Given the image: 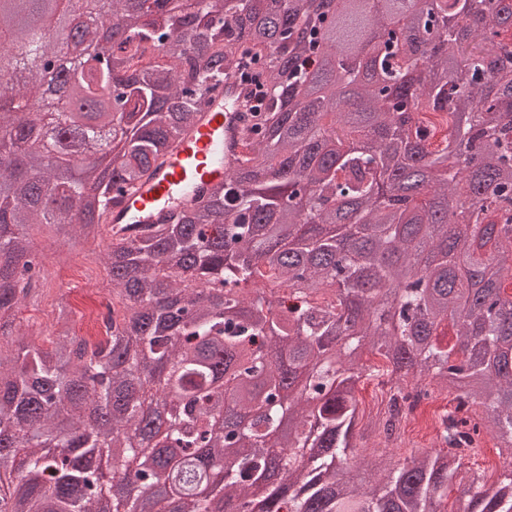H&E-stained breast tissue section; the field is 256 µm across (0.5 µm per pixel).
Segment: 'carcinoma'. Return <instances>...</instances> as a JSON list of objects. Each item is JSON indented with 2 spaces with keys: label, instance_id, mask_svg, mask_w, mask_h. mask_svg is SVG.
I'll list each match as a JSON object with an SVG mask.
<instances>
[{
  "label": "carcinoma",
  "instance_id": "obj_1",
  "mask_svg": "<svg viewBox=\"0 0 512 512\" xmlns=\"http://www.w3.org/2000/svg\"><path fill=\"white\" fill-rule=\"evenodd\" d=\"M112 0L125 36L100 43L103 20L89 0H69L70 17L49 35L50 9L27 0L0 14V155L27 146L40 117L17 97L43 73L35 60L60 55L76 109L57 108L51 144L62 166L30 155L26 178L0 171V312L32 298L37 255L29 229L52 243L105 251L112 280L106 335L73 332L59 304L48 346L0 356V512H103L106 485L94 461L107 458L148 488L169 482L154 512H512V462L487 483L466 461L484 407L502 448H512V0L489 19L482 0H357L337 22L351 56L330 60L313 89L300 90L306 55L328 41L308 27L310 0ZM385 51L364 77V29L387 23ZM185 35L162 58L160 44ZM248 55L266 79L261 110L245 114L243 156L224 183L176 216L131 239L104 240L111 205L150 179L172 143L199 120L204 97ZM423 64V87L401 77ZM356 84L355 118L336 90ZM95 107L98 134L121 133L119 164L100 173L91 223L69 216L91 170L72 172L57 136L80 128ZM440 115L436 128L419 114ZM267 170L259 178L254 164ZM437 262L415 273L412 253ZM28 256L22 267L13 257ZM272 283L265 291L259 283ZM456 341L448 344V329ZM387 361L362 363L365 350ZM224 365V391L213 387ZM169 367L174 400L156 440L141 396ZM431 378L433 386L419 376ZM380 379L393 398L452 396L441 416V448L383 465L354 460L357 384ZM224 421V429L215 427ZM293 430L270 438L285 424ZM222 471L205 496L194 471L167 454ZM112 512H143L112 495Z\"/></svg>",
  "mask_w": 512,
  "mask_h": 512
}]
</instances>
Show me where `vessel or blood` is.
<instances>
[{"label": "vessel or blood", "instance_id": "b4317fda", "mask_svg": "<svg viewBox=\"0 0 512 512\" xmlns=\"http://www.w3.org/2000/svg\"><path fill=\"white\" fill-rule=\"evenodd\" d=\"M244 95L241 83L232 78L208 95L198 124L175 141L149 181L109 211L107 227L126 238L141 236L148 224L177 214L189 199L228 180L242 153Z\"/></svg>", "mask_w": 512, "mask_h": 512}]
</instances>
